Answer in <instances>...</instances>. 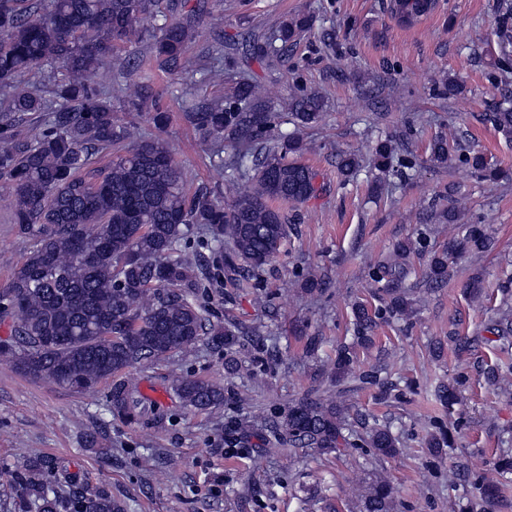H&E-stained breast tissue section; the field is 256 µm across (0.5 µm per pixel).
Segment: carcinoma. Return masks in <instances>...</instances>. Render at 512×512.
I'll list each match as a JSON object with an SVG mask.
<instances>
[{
	"label": "carcinoma",
	"mask_w": 512,
	"mask_h": 512,
	"mask_svg": "<svg viewBox=\"0 0 512 512\" xmlns=\"http://www.w3.org/2000/svg\"><path fill=\"white\" fill-rule=\"evenodd\" d=\"M159 0H0V91L8 93L0 109V198L9 201L10 223L29 242L7 287L0 291V319L16 320L12 338L0 342V360L25 373L65 388L83 391L112 379V414L129 421L144 418L147 408L136 396L135 378L124 371L136 366L187 355L201 338L224 351L230 374L239 371L234 358L240 337L231 326L211 324L192 298L203 276L199 256L178 248L189 230L201 243L227 246V267L244 260L258 272L276 258L288 239L289 225L274 200L304 203L320 186L310 167L288 159L303 152L302 140L284 136L265 142L279 113L258 84L243 79L233 100H199L184 112L198 140L224 158V191L231 203L207 191L186 197L183 169L161 139L130 141V126L85 82L91 70L119 83L124 72L111 73L108 57L120 43L151 41L159 64L181 62L189 75L224 81L221 49L207 52L202 65L187 57L193 36L192 18L170 20ZM401 16L425 13L430 0H398ZM162 18L159 35L143 27L145 17ZM312 19L294 15L253 40L252 54L273 62L288 51ZM499 59L494 83L508 79L512 65V24L498 23ZM54 63L66 71L54 90L60 104L21 85L20 78L35 63ZM127 104L135 111L148 106L147 85L137 80L125 87ZM48 120L32 128L23 141L12 140L17 123L35 113ZM325 104L317 92H305L288 103V116L299 128H314L324 118ZM481 121L512 137V98L499 101ZM125 151L92 169L96 153L120 145ZM405 149L380 140L367 160L340 152L336 166L344 179L357 175L363 164L387 176L412 168ZM429 162L465 166L480 181L499 179L503 172L486 156L463 143L448 117V132L434 137ZM495 240L478 224L448 240L442 250L429 248V235L420 232L394 245V258L371 267V291L376 304H353L352 340L336 346L325 371L344 393L372 388L376 398L401 396L398 382L383 367H357L359 352L373 346L375 330L393 318L408 319L415 311L414 289L406 280L416 273L411 259L424 260L422 280L435 288L448 283L454 259L461 254L484 255ZM303 289L323 292L327 275L318 267L302 274ZM459 353L476 344H490L494 362L482 368L487 384L502 393L512 391V313L497 310L485 320L483 335L450 332ZM468 376L458 373L436 383L429 393L448 411V422L437 421L424 444L434 459L453 450L464 422L453 418L462 401ZM170 389L190 410L215 409L228 400L223 387L207 380L173 373ZM260 438L265 451L280 446L315 448L338 459L356 460L354 452L368 448L372 457L393 458L403 442L390 425L369 420L332 396L310 392L295 401L282 418L235 419L224 426V447L247 448ZM512 473V443L500 450L491 472L479 476L466 504L467 512H492L501 493L502 478ZM70 484L68 496L56 494L51 478ZM19 512H121L103 488L81 484L55 459L36 456L18 460L13 471ZM359 512H392V488L375 481L362 498Z\"/></svg>",
	"instance_id": "1"
}]
</instances>
